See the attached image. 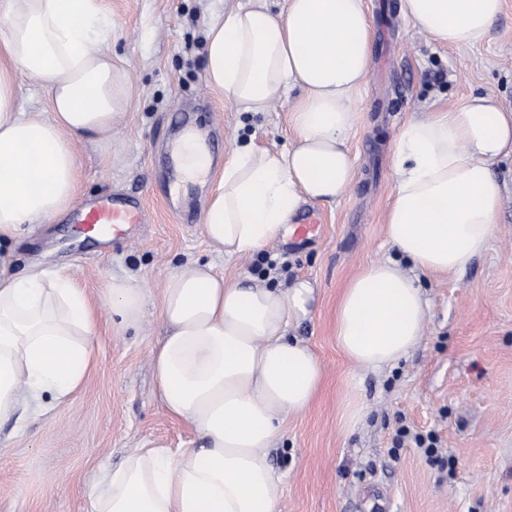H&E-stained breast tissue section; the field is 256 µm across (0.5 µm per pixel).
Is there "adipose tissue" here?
Returning <instances> with one entry per match:
<instances>
[{"label":"adipose tissue","instance_id":"obj_1","mask_svg":"<svg viewBox=\"0 0 512 512\" xmlns=\"http://www.w3.org/2000/svg\"><path fill=\"white\" fill-rule=\"evenodd\" d=\"M399 8L437 40L468 47L487 37L502 0H400ZM0 19L8 23L0 54L1 420L71 403L96 363L95 316L83 289L37 264L11 273L8 248L23 225L55 220L71 206L75 147L111 142L130 82L112 62L100 0H0ZM371 52L364 0H285L277 13L267 0H251L210 25L207 81L243 111H268L289 90L302 91L290 112L292 148L249 142L224 163L204 233L225 256L286 235L303 204L336 200L351 185L347 135L359 120L353 100ZM20 70L44 81L48 117L19 111ZM508 153L512 111L488 95L402 125L385 224L401 259L370 264L344 290L336 344L350 362L379 370L410 355L427 316L419 277L466 270L493 237L502 187L491 165ZM109 293L121 326L139 325L144 288L116 278ZM313 301L305 279L285 288L228 283L208 264L168 278L165 333L150 352L154 393L199 445L141 449L103 469L88 512H277L282 475L267 451L284 413L306 410L323 380L315 353L288 336Z\"/></svg>","mask_w":512,"mask_h":512}]
</instances>
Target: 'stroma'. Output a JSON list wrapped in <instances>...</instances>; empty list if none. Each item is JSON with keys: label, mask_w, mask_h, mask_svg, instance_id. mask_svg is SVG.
Masks as SVG:
<instances>
[{"label": "stroma", "mask_w": 512, "mask_h": 512, "mask_svg": "<svg viewBox=\"0 0 512 512\" xmlns=\"http://www.w3.org/2000/svg\"><path fill=\"white\" fill-rule=\"evenodd\" d=\"M372 65L354 102L360 114L347 143L356 177L345 195L307 203L321 222L300 242L286 235L262 251L226 258L190 218L207 198L235 145L294 144L291 98L266 112H245L212 89L205 75L208 26L249 0H103L112 23V58L131 82L110 150L78 144L75 203L133 196L149 224L100 242L71 218L24 225L11 269H66L97 308L98 362L70 405L0 424V512H87L101 467H118L139 448H191L195 434L167 416L154 395L150 351L161 339L162 288L193 263L233 282L248 275L284 288L316 286L311 313L291 336L317 354L324 383L305 412L287 415L271 450L285 475L280 512H512V157L492 171L503 185L499 222L463 272L420 278L429 302L411 356L379 371L354 366L336 345V309L347 282L370 263L397 259L385 237L394 195L392 141L410 116L430 117L474 95L512 109V0L488 37L471 47L435 41L399 11V0H364ZM191 122L212 156L206 183L182 181L167 151ZM129 277L146 290L141 324L112 320L107 290ZM357 385L363 416L354 429L341 406ZM436 432L434 461L397 432Z\"/></svg>", "instance_id": "stroma-1"}]
</instances>
